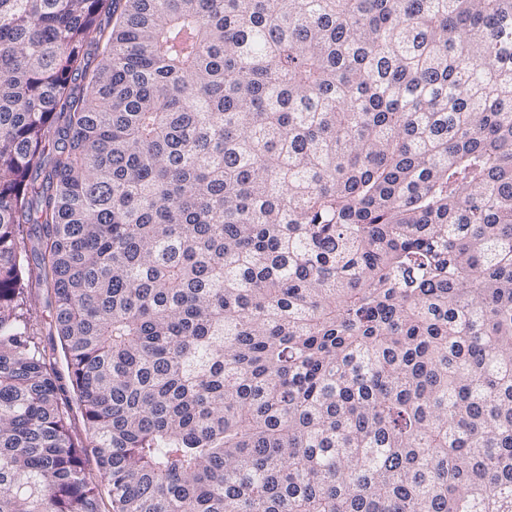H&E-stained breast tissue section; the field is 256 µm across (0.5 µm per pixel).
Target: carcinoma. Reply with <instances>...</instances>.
Instances as JSON below:
<instances>
[{"mask_svg": "<svg viewBox=\"0 0 512 512\" xmlns=\"http://www.w3.org/2000/svg\"><path fill=\"white\" fill-rule=\"evenodd\" d=\"M41 288L112 512H512V0H0V512H100ZM33 292L32 300L30 301L32 324L39 333L42 345L45 347L47 363H50L61 377V383L66 391L64 394L70 405L69 418L72 434L75 439L87 446V451L83 456L85 476L89 481L99 485L101 494L100 510L102 512H109L111 511V504L108 486L101 476L96 456L92 451L86 422L70 385L67 365L61 353L58 336L56 333H53L52 336L48 334L49 323L52 319V308L48 306L47 293L44 290H34Z\"/></svg>", "mask_w": 512, "mask_h": 512, "instance_id": "carcinoma-1", "label": "carcinoma"}]
</instances>
